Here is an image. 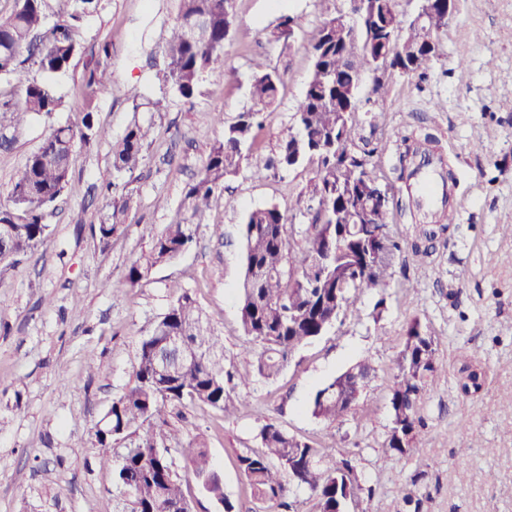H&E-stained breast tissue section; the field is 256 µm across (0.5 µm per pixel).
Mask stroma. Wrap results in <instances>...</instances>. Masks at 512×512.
<instances>
[{"label": "stroma", "instance_id": "1", "mask_svg": "<svg viewBox=\"0 0 512 512\" xmlns=\"http://www.w3.org/2000/svg\"><path fill=\"white\" fill-rule=\"evenodd\" d=\"M349 8V0H235L224 67L205 72L188 102L164 80L177 0H99L85 19L70 69L50 79L60 109L32 116L12 149L0 150L3 204L51 128L77 122L90 104L103 131L78 144L70 184L49 209L44 244L16 265L0 264V512H125L114 471L95 448V426L133 385L143 336L185 293L223 334L226 364L243 379L238 393L248 402L228 417L189 404L173 409L169 422L181 441L205 443L235 512H264L238 457L260 449L258 431L269 421L315 446H336L351 461L360 490L348 512L388 505L395 512H512V237L502 233L512 224V0L492 8L458 0L427 80L393 74L377 104L369 103L368 88L359 91L352 112L358 135L434 133L457 201L425 261L410 249L415 221L405 216L390 225L402 250L383 292L358 296L276 378L255 381L253 365L240 356L249 340L239 319V229L250 209L279 204L295 227L291 249L301 251L300 230L310 218L305 188L316 164L227 180L186 253L123 291L112 289L149 251L153 231L185 217L187 184L199 177L225 124L252 105L253 60L266 59L283 77L277 105L255 132L252 157L261 160L287 135L305 94L308 34ZM284 14L295 22L288 46L269 39ZM96 68L112 81L92 93L86 82ZM137 120L152 122V142L131 178L126 229L103 245L95 230L106 212L100 185L112 176L110 144ZM213 224L223 225V240L211 237ZM415 321L437 341L438 377L418 402L416 449L401 457L385 440L397 358ZM364 357L376 374L357 405L336 423L314 418L315 392ZM466 363L485 375L482 389L469 395L461 389Z\"/></svg>", "mask_w": 512, "mask_h": 512}]
</instances>
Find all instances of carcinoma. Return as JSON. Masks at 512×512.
I'll return each mask as SVG.
<instances>
[{
  "mask_svg": "<svg viewBox=\"0 0 512 512\" xmlns=\"http://www.w3.org/2000/svg\"><path fill=\"white\" fill-rule=\"evenodd\" d=\"M227 0H178V18L167 40L169 59L167 81L179 98L190 101L198 90L199 78L209 70L224 68V43L234 29L226 18ZM48 0H18L16 9L0 18V74L9 76L23 91L22 104L0 91V148L8 149L15 133L31 116L49 114L61 106L51 86L29 77L20 56L34 60L38 69L54 75L69 69L80 44L78 33L85 16L97 9V0H74L71 10L48 24ZM397 0H379L363 16L361 30L350 29L336 36L341 17L328 16L310 35L312 60L307 89L292 115L295 132L278 144L275 156L249 161L253 131L262 126L266 110L273 107L283 84L278 69L265 59L253 63L250 87L252 106L224 127V136L209 152L200 177L189 184L185 201L190 216L183 223L167 224L152 236V246L143 259L128 270L125 280L113 284L120 290L138 281L152 267L177 259L190 249L211 207L215 193L228 177L248 164L251 177L262 179L274 168L289 169L313 159L318 162L316 179L308 190L311 221L305 229L306 246L290 251L293 225L275 203L252 209L242 222L244 279L240 298V323L245 335L259 349L246 347L242 355L251 360L259 378L269 380L285 367L294 351L325 332L338 318L343 306L356 296L382 287L390 276L393 260L367 263V250L379 249L375 237L387 231L402 200L393 194L386 203L370 206L363 198L379 187V159L388 144L356 143L351 119L354 74L379 64L424 79L438 58L439 37L445 25L425 43L426 34L413 21L406 25L405 48H419L415 58L404 57L397 43L388 42V27L395 20ZM202 34L191 37L193 28ZM294 36V20L279 17L270 39L287 42ZM110 82L102 70L89 74L87 103L93 90ZM151 126L130 124L112 141L115 176L104 185L111 195L110 210L97 225L101 244L124 231L120 216L129 207L132 194L128 183L119 181L133 174L145 159ZM101 135L94 112L82 113L80 121L60 125L48 134L41 147L28 156L14 181L11 206H0V263L13 262L34 254L49 234L46 211L70 183L76 143ZM398 179H410L416 164L408 160L410 137L398 131ZM363 224L364 234L353 232ZM434 336L413 322L399 352L391 396L392 421L386 446L400 456L414 451L416 432L422 426L418 402L436 377ZM375 373L371 361L363 358L319 389L312 402V415L334 423L350 410L348 398L336 399V386L350 392H364ZM484 382L481 369L468 368L462 383L464 393L478 392ZM239 386L237 375L224 363V339L209 322L189 293L172 302L167 311L143 337L135 366V383L112 403L105 416L107 429L97 430L98 454L104 463L117 458L115 481L129 502V512H183L190 506L181 476L168 456L170 444L178 442L169 430L168 409L186 401L231 413L233 394ZM263 451H246L238 460L242 475L257 500L270 512L286 509L298 512L291 501L294 489L302 488L316 501L317 512H337L339 498H354L345 492L349 461L336 458V449L318 448L288 435L274 422L260 427ZM128 441L124 452L114 455L112 441ZM208 494L224 503V512L234 506L224 496L223 485L212 467L207 450L197 443L179 449ZM304 461L301 474L288 473L290 456Z\"/></svg>",
  "mask_w": 512,
  "mask_h": 512,
  "instance_id": "cac0c4a2",
  "label": "carcinoma"
}]
</instances>
